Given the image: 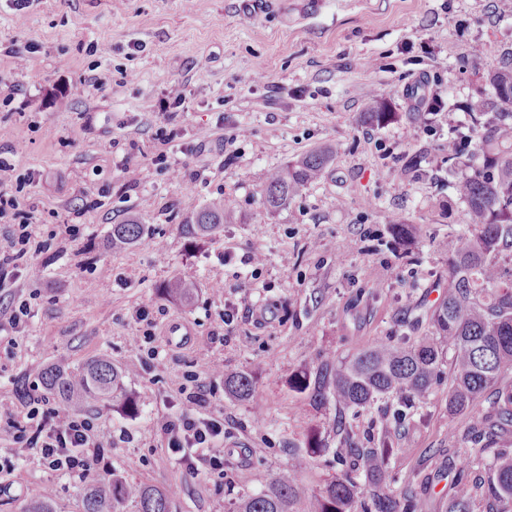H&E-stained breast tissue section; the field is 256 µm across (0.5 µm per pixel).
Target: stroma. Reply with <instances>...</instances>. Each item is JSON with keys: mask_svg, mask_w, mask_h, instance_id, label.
Instances as JSON below:
<instances>
[{"mask_svg": "<svg viewBox=\"0 0 512 512\" xmlns=\"http://www.w3.org/2000/svg\"><path fill=\"white\" fill-rule=\"evenodd\" d=\"M511 59L503 0H262L256 10L246 0H0V160L14 167L6 190L44 245L27 257L39 280L22 271L0 286V398L23 413L46 398L67 419L43 368L103 355L129 368L139 404L134 416L95 405L103 462L125 481L174 487L170 512H229L284 467L321 492L337 468L312 457L308 438L335 447L334 412L314 410L288 380L323 351L416 336L412 320L444 297L448 244L470 222L442 150L467 121L453 105L489 98V73ZM174 86L185 102L170 119L161 107ZM375 96L391 112L378 127L364 117ZM432 98L442 107L431 125L414 123ZM330 140L339 152L321 180L269 213L261 171ZM414 156L427 177H404ZM133 166L147 173L136 186L125 175ZM219 201L222 232L184 229ZM396 217L415 225L417 246L393 235ZM133 218L161 251L109 249L113 225ZM259 244L266 258L255 264ZM182 277L199 284L188 306L167 293ZM23 301L29 316L12 328ZM174 324L182 343L167 339ZM228 372L252 374L262 414L225 392ZM450 384L442 371L400 424L395 392L346 414L360 446L397 448L392 492L413 489L418 512H447V449L493 410L481 398L449 413ZM201 389L206 403L189 405ZM186 408L223 417V472L168 450L158 421ZM1 449L14 468L0 473V512H20L48 487L55 512H83L91 479L31 463L4 413Z\"/></svg>", "mask_w": 512, "mask_h": 512, "instance_id": "stroma-1", "label": "stroma"}]
</instances>
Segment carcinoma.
Returning <instances> with one entry per match:
<instances>
[{
    "instance_id": "carcinoma-1",
    "label": "carcinoma",
    "mask_w": 512,
    "mask_h": 512,
    "mask_svg": "<svg viewBox=\"0 0 512 512\" xmlns=\"http://www.w3.org/2000/svg\"><path fill=\"white\" fill-rule=\"evenodd\" d=\"M493 100L465 105L478 140L476 151L459 149L462 138L448 135V176L455 194L466 203L473 229L460 234L448 249V293L430 311L429 334L411 341L405 336H387L353 354L338 357L323 352L314 365L289 380L290 387L320 410L336 407V448L320 446L318 436L309 442L310 453L332 452L326 464H341L345 470L320 494H310L294 471L276 473L261 494L237 502L234 512H416L413 493L398 498L391 493L396 483L392 461L397 449L384 440L374 448L359 446L350 436L345 411L364 408L392 391L409 401L423 400L437 381L443 351L454 353L453 383L448 391V412L462 413L475 401L489 395L503 405L495 418L471 429L469 441L493 454L486 478L479 481L488 512H512V450L499 447L512 427V387L499 385L501 373L512 368V274L501 264L512 258V66L489 75ZM391 116L387 102L376 98L366 119L382 124ZM337 147L328 144L291 165L267 169L262 198L271 212L285 208L303 189L320 180ZM224 205L205 207L187 218L193 234L206 237L223 227ZM392 230L402 242L416 243V227L393 219ZM149 238L145 225L131 220L112 225V248L124 249ZM196 283L179 280L167 292L188 300ZM126 371L106 358H96L76 371L56 366L44 369L47 389L76 407L94 405L109 397L120 399L128 413L137 406L124 390ZM224 390L246 401L257 402L250 373L227 374ZM461 482L448 502V512H472L468 456L459 450L450 456ZM172 488L147 487L108 475L97 480L83 497V512H119L126 502L138 512H169ZM55 491L47 489L41 499L24 512H53Z\"/></svg>"
}]
</instances>
